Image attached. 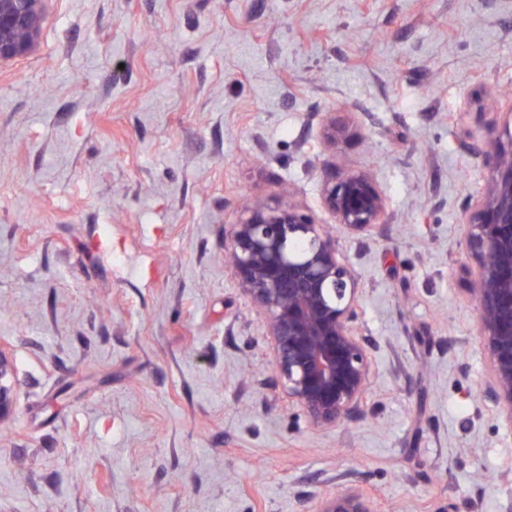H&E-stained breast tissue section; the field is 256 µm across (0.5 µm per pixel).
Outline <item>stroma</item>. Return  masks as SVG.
<instances>
[{
    "label": "stroma",
    "instance_id": "stroma-1",
    "mask_svg": "<svg viewBox=\"0 0 512 512\" xmlns=\"http://www.w3.org/2000/svg\"><path fill=\"white\" fill-rule=\"evenodd\" d=\"M511 109L512 0H44L0 63V512H512L463 226ZM345 170L389 221L336 234L370 395L318 430L224 245L246 198L331 223ZM13 366L10 349L0 343V424L8 421L15 409V388L11 382ZM315 512H375L370 499L357 494L337 493L325 498Z\"/></svg>",
    "mask_w": 512,
    "mask_h": 512
}]
</instances>
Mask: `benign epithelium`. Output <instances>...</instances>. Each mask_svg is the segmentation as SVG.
Segmentation results:
<instances>
[{"label": "benign epithelium", "mask_w": 512, "mask_h": 512, "mask_svg": "<svg viewBox=\"0 0 512 512\" xmlns=\"http://www.w3.org/2000/svg\"><path fill=\"white\" fill-rule=\"evenodd\" d=\"M42 24V0H0V62L29 53ZM333 116L325 137L346 135ZM485 154L496 173L467 211L465 247L475 260L472 291L478 335L490 360L486 396L512 426V152L499 151L490 129ZM334 223L372 233L387 223L386 200L372 175L345 171L322 183ZM227 255L238 285L266 316L274 371L288 406L316 428L335 427L359 413L369 389L371 350L359 331L357 280L338 255L329 229L290 205L245 206L231 225ZM14 359L0 343V424L15 409ZM315 512H375L370 499L337 493Z\"/></svg>", "instance_id": "benign-epithelium-1"}]
</instances>
